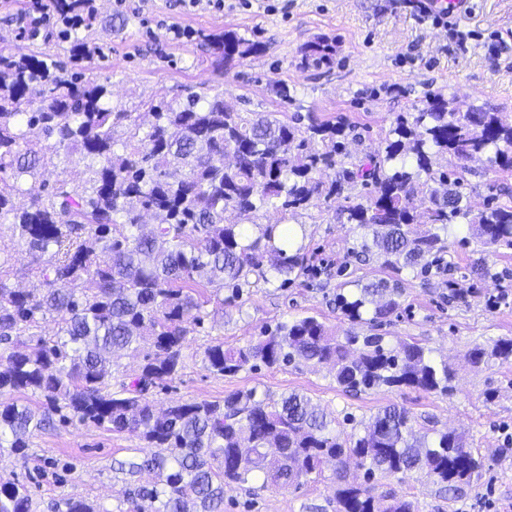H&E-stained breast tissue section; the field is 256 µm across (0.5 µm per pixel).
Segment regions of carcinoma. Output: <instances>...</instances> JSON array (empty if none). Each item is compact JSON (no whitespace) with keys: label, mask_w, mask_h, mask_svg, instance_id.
I'll list each match as a JSON object with an SVG mask.
<instances>
[{"label":"carcinoma","mask_w":512,"mask_h":512,"mask_svg":"<svg viewBox=\"0 0 512 512\" xmlns=\"http://www.w3.org/2000/svg\"><path fill=\"white\" fill-rule=\"evenodd\" d=\"M50 2L61 20L89 11L88 0ZM59 34L74 63L90 60L84 39L64 26ZM211 50L215 65L227 71L263 46L226 30L211 39ZM300 53L305 63L333 60L324 41L309 42ZM60 70L53 54H20L0 42V221L11 220L43 284L39 291L11 287L0 261V344L11 347L0 371L1 449L26 457L29 437L54 415L63 423L135 434L152 452L128 462V471L147 469L154 479L135 493L134 512H221L226 490L256 475L285 488L329 463L336 466V512H415L405 498L358 482L350 466L366 470L369 479L377 471L402 480L421 474L450 492L479 473L483 460L461 435L418 429L396 405L379 410L363 433L346 435L299 393L275 402L251 389L221 403L175 401L159 410L148 392L183 368L187 336L203 321L197 287L216 288L222 310L274 276L286 284L316 271L305 245L287 252L269 224H254L252 238L226 222L229 210L250 221L269 207L295 215L322 199L343 200L346 223L371 236L356 254L375 256L387 271L336 294L353 324L373 325L394 314L403 271L428 272L426 257L447 251L455 224H468L484 253L512 251V201L465 202L462 176L436 166L448 155H486L512 170L511 116L473 107L462 112L444 95L430 94L415 111L397 116L368 162L326 180L336 157L349 156L343 124L297 126L195 93L177 106H151L152 121L141 136L131 113L112 109L109 83L68 79ZM125 122L129 133L118 150L115 130ZM50 152L93 164L82 184L58 179L41 191L30 188L28 203L16 207L12 193L37 179ZM422 194L428 205L420 210L413 200ZM145 212L161 218L147 234L141 232ZM418 223L430 229H413ZM49 316L58 318L57 332L33 333ZM143 343L152 352L138 373L112 381L110 355ZM469 359L474 365L512 362V339L476 345ZM202 362L221 377L260 365L329 366L349 392H453L447 362L420 344L392 345L356 331L337 336L314 316L279 322L242 346L214 342ZM6 392L18 397L3 401ZM30 395L42 399L45 413L21 403ZM56 508L102 512L75 498ZM0 512H33L27 489L0 480Z\"/></svg>","instance_id":"carcinoma-1"}]
</instances>
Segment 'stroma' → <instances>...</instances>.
Wrapping results in <instances>:
<instances>
[{
	"label": "stroma",
	"instance_id": "stroma-1",
	"mask_svg": "<svg viewBox=\"0 0 512 512\" xmlns=\"http://www.w3.org/2000/svg\"><path fill=\"white\" fill-rule=\"evenodd\" d=\"M23 3L0 0V36L26 54L57 52L54 29H42L35 39L21 35L17 17ZM93 5V25L79 31L97 49L84 65L85 74L109 78L113 109L141 123L160 102L218 94L242 112H274L284 120L310 115L349 125L356 135L348 146L350 160L357 164L377 149L398 114L413 111L432 93L454 99L463 110L474 106L512 114V0H471L469 11L456 16L453 32L419 20L403 0H224L220 11L148 0L142 13L117 10L113 0H93ZM173 24L193 31V38L167 39L165 31ZM228 29L261 42L264 50L224 72L214 66L205 37ZM460 31L467 33L466 43L458 42ZM316 39L333 46L331 65L302 64L301 46ZM493 42L498 50H490ZM448 167L462 174L472 203L512 200V171L483 159L453 157ZM341 206L338 200L321 203L296 219L321 274L283 288L258 284L222 317L190 333L185 367L155 389V404L220 401L249 389L273 400L298 392L346 432L363 429L380 408L395 404L409 411L416 426L464 434L484 467L456 497L423 477L400 481L379 475L378 491L404 496L416 512H512V443L505 441L512 434V363L477 367L467 358L475 345L512 338V255L495 260L500 280L479 279L474 268L480 253L469 242L466 225L455 226L450 235L444 268L426 277L405 274L400 309L375 327L390 342L415 341L447 361L454 372L452 396L405 387L352 395L337 386L326 367H264L233 377L204 369L202 354L209 343L243 345L262 327L280 321L314 316L336 334L350 329L336 305L343 283L337 267L346 265L351 279L364 282L380 272L376 261L356 259L353 248L361 231L341 223ZM0 257L7 261L11 283L40 287L37 266L8 223H0ZM145 453L128 432L57 424L32 435L26 459L0 456V477L24 484L35 512H55L63 497L129 512L133 492L152 476L118 470L117 464ZM335 492L329 465L321 475L288 488L263 485L257 477L225 493L224 512H336Z\"/></svg>",
	"mask_w": 512,
	"mask_h": 512
}]
</instances>
